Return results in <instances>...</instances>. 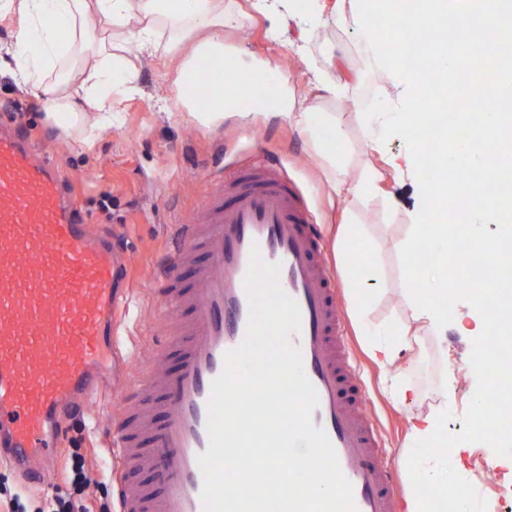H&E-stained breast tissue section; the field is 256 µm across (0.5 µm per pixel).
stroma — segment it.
Instances as JSON below:
<instances>
[{
  "instance_id": "35a3bbf8",
  "label": "stroma",
  "mask_w": 512,
  "mask_h": 512,
  "mask_svg": "<svg viewBox=\"0 0 512 512\" xmlns=\"http://www.w3.org/2000/svg\"><path fill=\"white\" fill-rule=\"evenodd\" d=\"M252 3L224 0L225 10L237 17L235 24L224 29L225 48L238 50L247 60L276 64L278 79L304 96L306 106L326 113L343 133L348 144L347 180L357 182L371 170L382 173L375 195L338 197L325 177L327 159L310 133L278 116L274 98H267L263 109L228 112L214 123L189 118L179 110L174 91L179 52L164 42L150 52L127 46L125 55L137 78L113 93L112 102L120 114L112 127L100 128L92 112L82 132L61 131L45 121L37 99L5 72L0 73V114L10 116L15 127L49 147L90 223L112 232L123 244L130 292L117 345L125 354L151 353L163 331L172 326L167 312L156 308L155 294L171 227L190 220L201 203L204 172L232 169L255 160L263 151L278 157L303 193L315 223L324 227L326 258L336 273L338 300L348 313L346 332L363 369L369 412L381 425L388 461L397 470L396 497L401 500L410 490L400 471L407 415L386 395L387 373L369 358L350 309L356 297H364L370 305V322L380 330L406 316L409 261L399 245L407 235L411 214L423 204V194L419 177L400 176L390 163L418 148L419 140L394 131L378 148L368 146V122H382L394 110L399 92L374 63L364 30L342 20L323 21L311 24L307 41L281 45L268 37L274 14L257 11ZM305 52L321 67L332 59L344 62L349 80L341 94L331 97L312 91L311 75L301 59ZM106 194L111 201L105 206L101 199ZM353 217L362 226L365 256L380 272L378 282L348 272L342 264L338 236L342 224ZM471 352L470 341L453 328L448 331L447 349L424 339L410 377L420 395V412L447 401L448 441H462L468 447L463 455L468 496L461 508L485 512L488 501L496 497V486L512 485V436L494 438L478 432L472 402L485 379L471 372ZM111 416V403L95 401L86 415L63 421L59 446L46 462L51 473L47 485L34 484L11 465L0 463V512H9L7 503L12 498L23 512H57L60 502L69 499L111 503ZM75 462L82 464L85 474L77 484L64 472Z\"/></svg>"
}]
</instances>
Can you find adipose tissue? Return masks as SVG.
I'll list each match as a JSON object with an SVG mask.
<instances>
[{
	"label": "adipose tissue",
	"mask_w": 512,
	"mask_h": 512,
	"mask_svg": "<svg viewBox=\"0 0 512 512\" xmlns=\"http://www.w3.org/2000/svg\"><path fill=\"white\" fill-rule=\"evenodd\" d=\"M381 5L391 12L397 9L396 0H288L271 36L286 44L291 40L292 26L346 16L366 29ZM0 15H11L20 21L9 53V67L39 99L46 120L66 131L80 126L87 113L112 111L113 90L134 82V72L123 55L128 43L150 49L164 36L170 45L183 47L175 78L178 102L181 111L199 121L217 122L223 120L225 113L261 103L254 94L244 100L225 96L224 84L218 81L209 87L208 107L199 110L195 90L202 79L203 62L228 61L234 73L250 81L262 79L274 70L271 61L248 62L236 51L225 49L223 0H0ZM412 26L418 32L446 31L460 38L474 32L483 43L494 47L496 56L512 55V0H420ZM372 52L407 100L398 116L399 131L409 134L418 130L422 122L430 121V114L414 111L411 101L423 92L434 94L435 76H445L451 83L465 86L469 97L480 100L477 111L482 122L476 137L453 144L444 137L437 139L439 173L428 180L425 203L413 214L403 246L409 256L421 246L428 254L447 260L448 229L434 219L439 210L455 215L465 242L482 239L483 225L502 224L512 218V196L488 190L500 169V106L512 103V74L489 84L479 76L480 65L464 71L455 56L444 55L435 57L426 74L413 77L395 63L385 39H378ZM83 56L92 58L93 64L80 80H73L69 64ZM272 95L281 117L311 132L331 163L330 178L338 194L362 197L375 193L376 174H366L355 183L345 178L340 164L346 153L345 143L340 132L330 129L323 113L304 107L287 85L275 86ZM448 171H476L480 178L459 196L445 199L438 190L439 175ZM465 295L475 312L472 324L460 319L449 322L454 293H443L435 301L415 288L407 299L405 320L369 337L371 357L390 370L389 394L406 411L410 422L401 464L416 491L406 496L402 512H428V503L418 494V487H447L449 475L459 473L460 468L456 456L437 452L445 440L442 410L417 412L419 395L409 379L411 367L399 364L398 358L402 351L421 349L427 335L437 344H445L452 326L477 342L502 327L503 316L484 303L482 293L469 288Z\"/></svg>",
	"instance_id": "1"
}]
</instances>
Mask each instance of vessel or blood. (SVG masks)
Wrapping results in <instances>:
<instances>
[{
	"mask_svg": "<svg viewBox=\"0 0 512 512\" xmlns=\"http://www.w3.org/2000/svg\"><path fill=\"white\" fill-rule=\"evenodd\" d=\"M191 223L175 225L160 307L178 325L143 360V404L116 414L118 512H204L199 457L209 447L211 385L242 343L252 248L280 266L301 311V352L356 512H393L396 475L352 374L336 278L319 225L280 165L262 158L205 177ZM120 264L111 235L87 224L58 167L35 140L0 121V460L41 481L62 419L112 376ZM152 473L135 484L127 472Z\"/></svg>",
	"mask_w": 512,
	"mask_h": 512,
	"instance_id": "vessel-or-blood-1",
	"label": "vessel or blood"
}]
</instances>
